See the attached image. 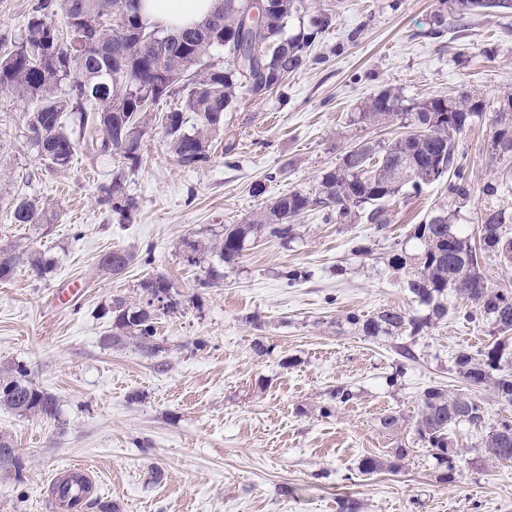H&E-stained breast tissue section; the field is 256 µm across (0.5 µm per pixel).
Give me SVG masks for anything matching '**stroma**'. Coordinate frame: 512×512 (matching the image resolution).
<instances>
[{"label": "stroma", "instance_id": "1", "mask_svg": "<svg viewBox=\"0 0 512 512\" xmlns=\"http://www.w3.org/2000/svg\"><path fill=\"white\" fill-rule=\"evenodd\" d=\"M38 0H0V42L20 43ZM309 15L333 24L309 49V61L270 95L239 93L206 161L181 166L161 125L167 103L152 112L140 144L141 163L77 153L66 171L47 166L31 141V103L0 91V246L41 252L55 266L47 277L19 262L0 282V368L26 365L32 382L58 400L44 422L0 409L23 458L21 477L0 472V512H56L51 488L61 469L81 463L97 477L102 500L116 512H339L350 497L361 512H512V462L486 457L485 428L512 406L484 391V429L456 427L466 451L464 474L436 478L433 459L417 450L399 472L363 475L361 456L387 458L411 444L412 428L382 431L381 413L412 417L421 391L457 387L453 354L491 340L484 322L445 319L420 339V360L397 375L387 338L368 340L345 322L348 313L386 306L418 310L393 270V242L415 249L413 225L447 206L437 182L393 205L385 231L359 220L339 224L320 210L295 221V236L249 237L239 263L201 287L204 267L189 265L185 241H215L226 225L248 223L281 193H315L322 173L345 148L387 143L397 126L366 127L354 117L390 87L406 98L475 90L490 105L458 140L475 193L458 221L474 224L487 205L481 188L512 161L492 151L496 105L512 91V10L449 20L429 33L439 0H306ZM136 208L129 221L104 203L101 188L116 172ZM265 191L256 196L254 184ZM35 199L50 216L43 231L14 223L9 200ZM368 255H358V248ZM127 250L135 259L118 275L99 270L101 257ZM304 272L289 284L288 272ZM168 276L179 303L157 325L159 350L147 356L132 342L109 345L113 298L134 302L138 283ZM259 314L255 330L243 318ZM264 354H256L254 341ZM339 384L355 398L323 414ZM161 470L153 480L152 470Z\"/></svg>", "mask_w": 512, "mask_h": 512}]
</instances>
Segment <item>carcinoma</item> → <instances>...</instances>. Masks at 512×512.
I'll use <instances>...</instances> for the list:
<instances>
[{"label": "carcinoma", "instance_id": "carcinoma-1", "mask_svg": "<svg viewBox=\"0 0 512 512\" xmlns=\"http://www.w3.org/2000/svg\"><path fill=\"white\" fill-rule=\"evenodd\" d=\"M264 15L244 20L251 0H218V6L200 23L175 31L149 22L142 14V0H42L27 22L25 40L0 55V91L14 93L33 104L29 113L37 153L56 170L69 167L77 152L119 157L129 168L140 163L138 153L147 112L163 97L181 96V108L162 117L169 149L183 166H194L208 157L210 135L224 126V112L246 89L260 98L282 83L288 74L307 63L308 49L317 35L332 25V15L323 13L311 21L312 28L292 36L284 31L289 21L303 13L305 0H263ZM443 8L430 19V34L441 36L448 29V16L463 17L490 9H509L512 0H441ZM222 48L224 60L217 63L213 50ZM485 111L484 99L474 91L454 97L434 96L405 99L383 89L360 108L357 123L377 126L395 119L403 121L404 132L383 145L362 140L342 155L336 167L326 171L315 195L297 190L278 196L248 224L224 227L222 237L206 245L184 241L186 262L200 265L205 254L216 252L226 264L243 256L249 235L261 232L279 240L292 238V219L320 209L348 224L357 217L382 230L392 222L390 204L409 187L448 181L451 204L428 220L414 226L411 238L418 241L415 252L396 242L388 264L408 270V291L426 307L417 314L399 307H383L371 315L350 313L346 322L368 339L395 340L393 352L399 373L418 362L417 339L454 313L466 322L485 321L496 335L483 349L473 353L459 350L453 370L467 390L450 392L443 386L425 388L413 420L398 411L379 418L388 432L409 424L436 461L441 483L462 475L464 449L450 433L459 425L478 427L485 419L484 400L477 392L490 389L497 402L512 405V291L493 287L486 274V256L496 255L512 263V206L490 204L477 213L476 225L468 231L457 224L461 209L471 203L472 191L456 136L468 129ZM197 117L187 128L185 113ZM70 116L74 132L64 122ZM493 148L512 153V135L500 128ZM124 177L118 173L102 187L112 211L124 220L135 208L124 195ZM16 224L41 227L47 212L35 201L18 197L11 202ZM37 276L50 272L52 262L42 254L27 256ZM20 256L0 251V282L14 277ZM139 302L115 298L107 313L112 318L108 342L128 340L145 355L156 353L155 324L177 308L175 300L159 309L148 296L171 292L173 283L157 274L138 284ZM461 304L448 306V298ZM338 407L354 398L353 390L340 384L328 392ZM0 408L41 420L56 417V398L36 387L25 366L0 370ZM485 455L498 462L512 460V419L502 420L483 441ZM410 449L397 448L392 459L365 455L358 462L363 474L383 470L397 472ZM23 470V462L11 439L0 434V471Z\"/></svg>", "mask_w": 512, "mask_h": 512}]
</instances>
